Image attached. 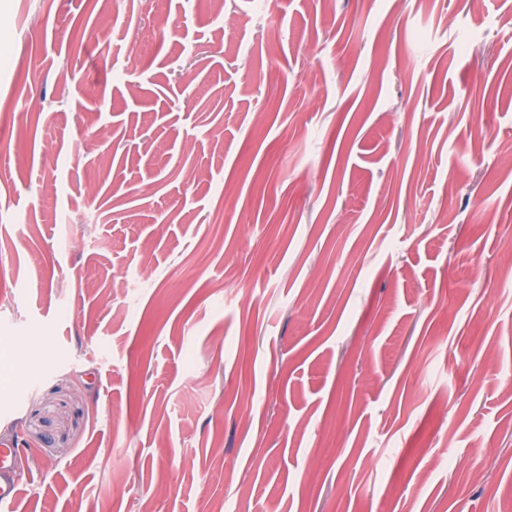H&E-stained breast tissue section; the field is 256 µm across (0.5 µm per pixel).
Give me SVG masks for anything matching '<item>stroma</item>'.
I'll return each instance as SVG.
<instances>
[{
  "mask_svg": "<svg viewBox=\"0 0 512 512\" xmlns=\"http://www.w3.org/2000/svg\"><path fill=\"white\" fill-rule=\"evenodd\" d=\"M1 33L13 512H512V0Z\"/></svg>",
  "mask_w": 512,
  "mask_h": 512,
  "instance_id": "obj_1",
  "label": "stroma"
}]
</instances>
